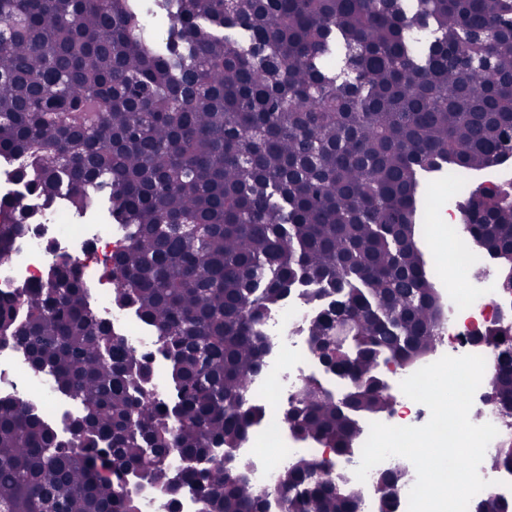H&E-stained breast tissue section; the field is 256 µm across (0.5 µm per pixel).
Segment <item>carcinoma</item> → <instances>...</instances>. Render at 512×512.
<instances>
[{
	"label": "carcinoma",
	"mask_w": 512,
	"mask_h": 512,
	"mask_svg": "<svg viewBox=\"0 0 512 512\" xmlns=\"http://www.w3.org/2000/svg\"><path fill=\"white\" fill-rule=\"evenodd\" d=\"M153 7L161 35L143 0H0V165L33 192L30 205L0 200V258L33 209L102 202L129 239L105 270L112 303L154 329L171 387L153 395L148 357L93 317L69 259L19 289L26 321L0 296V336L83 407L78 451L31 407L0 400V512H137L118 482L130 473L189 484L210 512H267L248 480L206 461L215 448L235 456L263 415L245 394L269 308L304 283L332 297L308 336L351 389L334 398L305 382L287 416L341 458L358 418L393 405L380 364L438 344L415 239L420 172L512 158V0ZM459 208L483 250L512 264V193L470 185ZM340 312L352 317L348 349L326 344ZM487 341L512 428V328ZM493 465L512 472V439ZM277 496L288 512H362L357 490L305 459Z\"/></svg>",
	"instance_id": "cac0c4a2"
}]
</instances>
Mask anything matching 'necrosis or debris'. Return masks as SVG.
Wrapping results in <instances>:
<instances>
[{
	"instance_id": "1",
	"label": "necrosis or debris",
	"mask_w": 512,
	"mask_h": 512,
	"mask_svg": "<svg viewBox=\"0 0 512 512\" xmlns=\"http://www.w3.org/2000/svg\"><path fill=\"white\" fill-rule=\"evenodd\" d=\"M470 175L452 179L435 176L429 208L416 227V240L428 253V267L435 296L442 310L437 347L408 365L381 363L391 376L393 406L381 415V423L392 426H421L430 418L429 409L406 397L400 389L403 379L442 356L475 354L484 357L487 372L497 367L498 351L485 342L493 329L512 327V291H505L496 273V262L478 251L468 225L463 224L456 187L466 186ZM120 225L102 226L90 214L67 220L61 210L37 215L24 235L15 238L6 258L0 259V292L41 282L50 265L65 255L76 266L87 286V303L95 314L111 322L115 334L128 346L152 353L153 328L129 309L112 303V284L102 272L103 264L124 245ZM306 287L294 289L271 308L263 328L270 340L262 368L250 383L248 400L261 405L264 414L251 435L236 450L247 464L246 477L269 502V512H281L275 490L282 472L295 459L304 458L315 467L336 469L361 494L363 512H408V493L416 480L413 464L394 456L373 467L365 482L354 471L361 461L353 454L337 461L333 451L322 444L299 437L285 418V408L299 383L316 379L328 393L346 387L344 381L326 370L314 356L307 336L308 324L328 307V300L314 303ZM0 398L33 405L52 424L60 438L69 435L68 423L82 412L80 403L62 393L50 372L33 369L23 346L0 344ZM399 476L391 503H383L378 478L386 472Z\"/></svg>"
}]
</instances>
